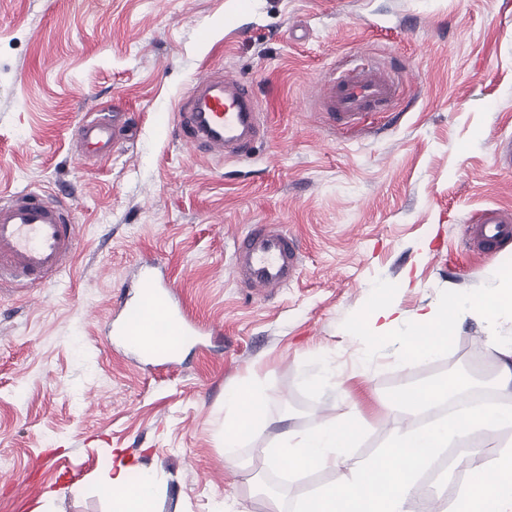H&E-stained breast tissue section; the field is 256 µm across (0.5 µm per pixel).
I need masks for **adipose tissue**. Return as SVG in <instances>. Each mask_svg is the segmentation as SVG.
Returning <instances> with one entry per match:
<instances>
[{
    "instance_id": "adipose-tissue-1",
    "label": "adipose tissue",
    "mask_w": 512,
    "mask_h": 512,
    "mask_svg": "<svg viewBox=\"0 0 512 512\" xmlns=\"http://www.w3.org/2000/svg\"><path fill=\"white\" fill-rule=\"evenodd\" d=\"M459 308L458 300L453 299L421 309L414 329L406 336L411 353L429 357L446 347L448 318ZM232 403L224 417V453L231 461L237 458L243 434L264 422L265 397L251 388L234 397ZM477 424L491 432L502 425L511 426L512 404L476 405L463 417L399 430L389 448L366 461L354 460L347 452L354 427L333 424L300 436L285 434L282 446L270 449L269 455L273 462H286L293 468L310 465L344 470L343 485L324 487L304 497L299 512H406L424 465L433 462L439 449L463 439ZM456 464L470 475V484L460 499L466 512H512V449L499 452L492 461L481 451H466ZM103 488L112 501V512H142L156 493L152 474L143 470L138 481H131L128 466L121 462L110 467Z\"/></svg>"
}]
</instances>
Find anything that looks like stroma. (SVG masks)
<instances>
[{
    "label": "stroma",
    "mask_w": 512,
    "mask_h": 512,
    "mask_svg": "<svg viewBox=\"0 0 512 512\" xmlns=\"http://www.w3.org/2000/svg\"><path fill=\"white\" fill-rule=\"evenodd\" d=\"M358 57L398 86L383 110L332 123L325 72ZM251 82L270 130L223 160L163 127L208 69ZM113 112L106 155L74 151L86 113ZM512 136V0H0V195H52L78 248L51 284L0 291V512H110L112 463L150 470L153 512H293L340 484L289 472L274 495L268 449L288 430L358 416L367 460L409 424L404 389L460 378L490 390L494 322L460 312L423 360L401 335L448 297L477 299L512 273V241L480 251L470 218L512 208L494 156ZM252 224L301 241L298 278L243 290L234 242ZM157 262L203 328L175 365H141L111 325ZM389 301L398 334L362 324ZM266 397V425L224 456L238 390Z\"/></svg>",
    "instance_id": "obj_1"
}]
</instances>
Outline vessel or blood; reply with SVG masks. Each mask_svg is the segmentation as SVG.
Here are the masks:
<instances>
[{
  "label": "vessel or blood",
  "mask_w": 512,
  "mask_h": 512,
  "mask_svg": "<svg viewBox=\"0 0 512 512\" xmlns=\"http://www.w3.org/2000/svg\"><path fill=\"white\" fill-rule=\"evenodd\" d=\"M327 86L324 108L347 125L396 94L388 73L371 65L339 67ZM258 113L250 83L211 73L197 80L180 117L188 142L209 152L242 155L260 133ZM110 140V115L102 110L83 124L79 148L105 146ZM472 228L485 250L496 251L512 240V210L483 208ZM76 246L69 212L50 195L19 192L0 197V288L26 292L45 285L66 268ZM235 254L245 283L255 290L289 284L299 274L297 239L271 224L250 225L238 238ZM137 288L139 300L127 307L117 335L145 357L175 363L183 337L198 333L199 325L175 287L152 267H145Z\"/></svg>",
  "instance_id": "vessel-or-blood-1"
}]
</instances>
